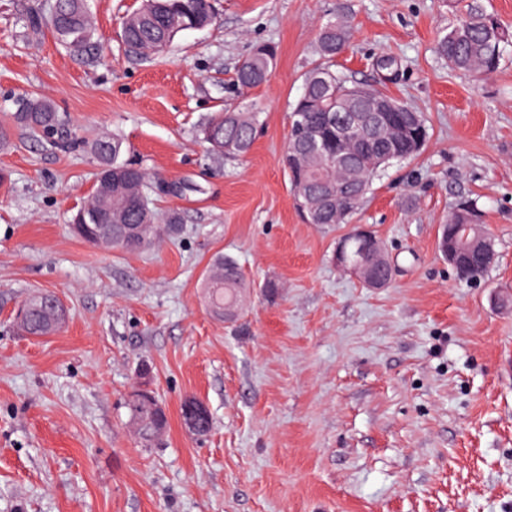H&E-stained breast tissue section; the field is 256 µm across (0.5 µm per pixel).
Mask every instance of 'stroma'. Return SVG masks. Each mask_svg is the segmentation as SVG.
<instances>
[{
    "instance_id": "1",
    "label": "stroma",
    "mask_w": 512,
    "mask_h": 512,
    "mask_svg": "<svg viewBox=\"0 0 512 512\" xmlns=\"http://www.w3.org/2000/svg\"><path fill=\"white\" fill-rule=\"evenodd\" d=\"M89 3L93 57L30 24L52 0H0V512H512V46L493 74L452 70L436 44L460 0H215L213 25L140 60L121 30L141 0ZM339 18L352 38L337 71L409 103L430 134L352 218L395 268L380 289L337 266L350 224L306 223L283 165L289 106ZM264 42L272 77L239 92ZM386 52L393 80L375 65ZM30 96L66 115L56 142L12 124ZM227 107L259 115L245 156L199 135ZM112 134L122 160L181 187L151 193L180 226L140 254L71 230L97 186L92 146ZM467 195L497 252L476 282L438 249ZM220 256L248 283L229 321L201 286ZM38 291L68 319L30 337L14 317ZM135 391L167 417L149 443ZM190 398L205 436L183 421Z\"/></svg>"
}]
</instances>
